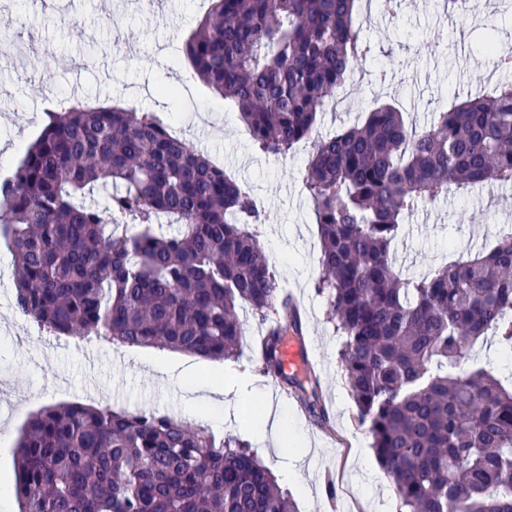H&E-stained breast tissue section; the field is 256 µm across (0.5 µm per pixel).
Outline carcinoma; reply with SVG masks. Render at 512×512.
I'll list each match as a JSON object with an SVG mask.
<instances>
[{"mask_svg": "<svg viewBox=\"0 0 512 512\" xmlns=\"http://www.w3.org/2000/svg\"><path fill=\"white\" fill-rule=\"evenodd\" d=\"M356 2L210 0L184 58L258 150L286 157L370 55ZM302 180L321 243L315 288L401 512H512V375L473 358L492 343L512 350V224L487 253L421 278L392 253L420 205L512 183V79L422 128L376 107L316 140ZM262 222L249 189L152 111L48 109L0 181L15 304L40 328L235 361L245 307L264 326L262 372L314 415L319 377L282 365L303 325L252 231ZM15 453L19 512H298L249 443L155 410L45 405Z\"/></svg>", "mask_w": 512, "mask_h": 512, "instance_id": "1", "label": "carcinoma"}]
</instances>
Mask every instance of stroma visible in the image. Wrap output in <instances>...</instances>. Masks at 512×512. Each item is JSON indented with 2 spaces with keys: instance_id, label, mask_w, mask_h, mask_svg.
Returning a JSON list of instances; mask_svg holds the SVG:
<instances>
[{
  "instance_id": "stroma-1",
  "label": "stroma",
  "mask_w": 512,
  "mask_h": 512,
  "mask_svg": "<svg viewBox=\"0 0 512 512\" xmlns=\"http://www.w3.org/2000/svg\"><path fill=\"white\" fill-rule=\"evenodd\" d=\"M394 11L389 17L359 0L355 21L371 56L337 90V105L319 116L316 135L352 126L384 102L424 124L456 101L495 89L500 73L484 44L492 33L512 42V0H467L462 18L445 11L442 0H395ZM205 13L198 0H0V35H20L25 48L20 56L0 55V143L33 142L45 109L61 102L119 105L133 97L140 109L179 125L182 137L248 186L268 215L259 239L298 303L329 426L321 428L293 398L280 395L251 349L222 363L41 330L16 307L7 271L0 273V512H18L14 450L28 414L61 402L150 408L249 441L299 512H337L346 504L353 512L400 510L387 476L368 477L379 468L372 439L357 420L340 368L342 339L325 321V300L314 288L320 239L301 178L309 153L285 161L257 151L233 107L171 52ZM499 224H512V184L478 194L460 190L419 208L394 252L403 272L417 277L448 258L490 247ZM219 371L223 396L188 408L187 387L210 384ZM263 398L279 399L287 410L303 436L300 456L254 437L248 408Z\"/></svg>"
}]
</instances>
